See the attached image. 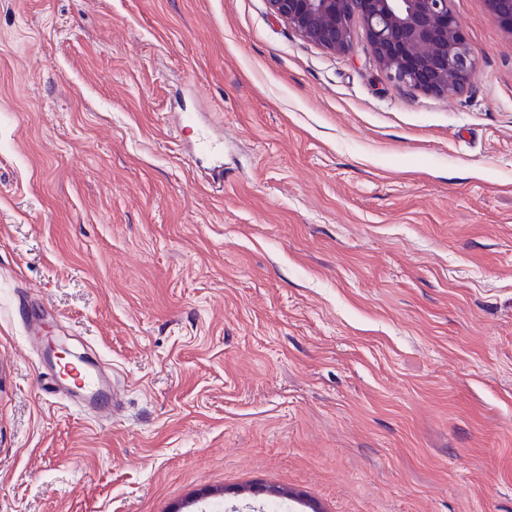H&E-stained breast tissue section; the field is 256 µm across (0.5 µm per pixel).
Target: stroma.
Wrapping results in <instances>:
<instances>
[{
    "instance_id": "1",
    "label": "stroma",
    "mask_w": 512,
    "mask_h": 512,
    "mask_svg": "<svg viewBox=\"0 0 512 512\" xmlns=\"http://www.w3.org/2000/svg\"><path fill=\"white\" fill-rule=\"evenodd\" d=\"M450 8L457 97L266 0H0V512H512V34ZM51 370L56 381L84 410L102 416L114 414L119 401L117 389L103 380L94 366L82 361L65 366L51 361Z\"/></svg>"
}]
</instances>
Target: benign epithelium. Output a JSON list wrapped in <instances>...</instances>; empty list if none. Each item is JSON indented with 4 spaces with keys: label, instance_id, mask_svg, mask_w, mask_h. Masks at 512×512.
<instances>
[{
    "label": "benign epithelium",
    "instance_id": "obj_1",
    "mask_svg": "<svg viewBox=\"0 0 512 512\" xmlns=\"http://www.w3.org/2000/svg\"><path fill=\"white\" fill-rule=\"evenodd\" d=\"M450 0H267L271 13L331 53L353 46V21L364 30L378 67L395 84L434 94H464L478 62L461 36ZM512 34V0H485Z\"/></svg>",
    "mask_w": 512,
    "mask_h": 512
}]
</instances>
